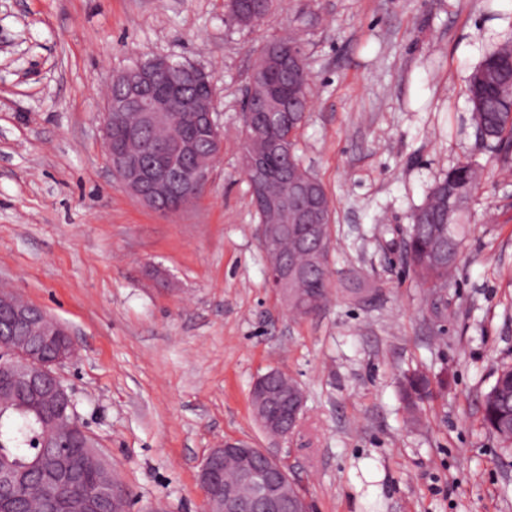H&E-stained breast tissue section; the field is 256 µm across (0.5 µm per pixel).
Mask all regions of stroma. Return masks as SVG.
Listing matches in <instances>:
<instances>
[{"label":"stroma","mask_w":512,"mask_h":512,"mask_svg":"<svg viewBox=\"0 0 512 512\" xmlns=\"http://www.w3.org/2000/svg\"><path fill=\"white\" fill-rule=\"evenodd\" d=\"M288 35L312 76L298 154L333 209L331 295L302 317L267 285L241 165L256 50ZM509 38L512 0H278L249 28L225 0H0V288L70 330L62 375L128 512H205L200 462L235 437L282 459L311 512H512V452L483 423L512 363V170L466 102ZM154 56L212 75L224 128L205 192L169 215L121 188L101 132L112 76ZM469 159L483 180L455 279L433 293L406 233ZM353 271L374 284L357 301ZM273 367L306 395L285 441L250 403ZM413 370L432 383L415 424L399 398Z\"/></svg>","instance_id":"1"}]
</instances>
